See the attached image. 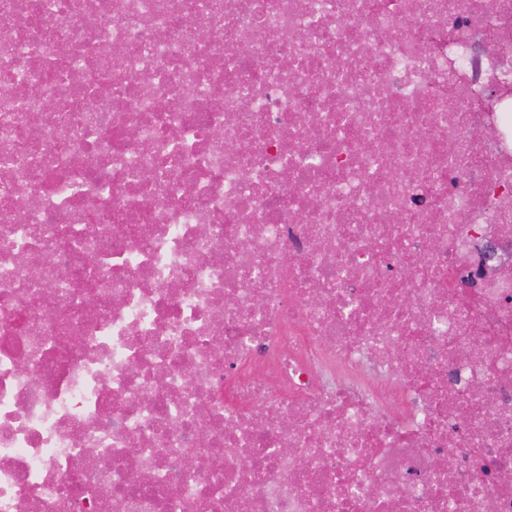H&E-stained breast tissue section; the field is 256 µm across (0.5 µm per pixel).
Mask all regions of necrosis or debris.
<instances>
[{"mask_svg":"<svg viewBox=\"0 0 512 512\" xmlns=\"http://www.w3.org/2000/svg\"><path fill=\"white\" fill-rule=\"evenodd\" d=\"M0 34V512H512V0Z\"/></svg>","mask_w":512,"mask_h":512,"instance_id":"necrosis-or-debris-1","label":"necrosis or debris"}]
</instances>
